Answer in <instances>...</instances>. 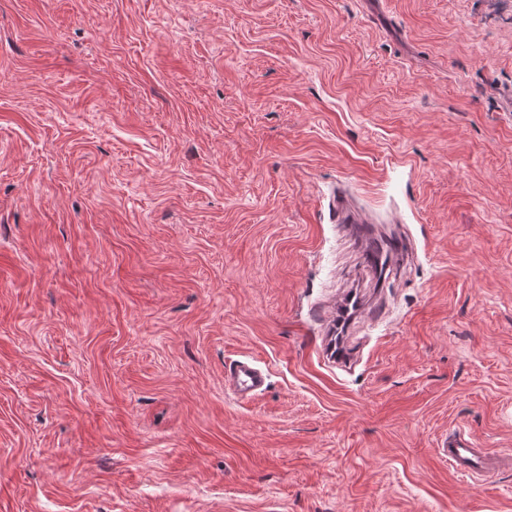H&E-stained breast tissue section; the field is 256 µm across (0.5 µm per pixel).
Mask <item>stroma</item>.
<instances>
[{"instance_id":"35a3bbf8","label":"stroma","mask_w":512,"mask_h":512,"mask_svg":"<svg viewBox=\"0 0 512 512\" xmlns=\"http://www.w3.org/2000/svg\"><path fill=\"white\" fill-rule=\"evenodd\" d=\"M451 432L512 455V0H0V512H512ZM228 388L240 400L255 396L265 384L264 373L253 364L240 361L230 366L225 376ZM436 457L448 464V470L458 476L484 475L492 472L491 457L485 448L457 435H448L434 448Z\"/></svg>"}]
</instances>
